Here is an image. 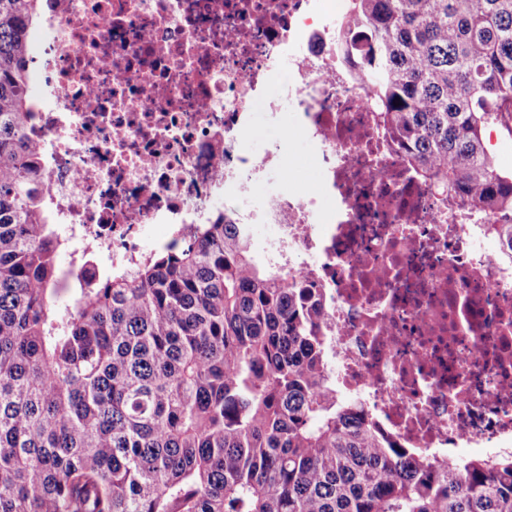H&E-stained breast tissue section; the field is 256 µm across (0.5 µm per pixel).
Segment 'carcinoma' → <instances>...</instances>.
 I'll list each match as a JSON object with an SVG mask.
<instances>
[{
  "mask_svg": "<svg viewBox=\"0 0 512 512\" xmlns=\"http://www.w3.org/2000/svg\"><path fill=\"white\" fill-rule=\"evenodd\" d=\"M39 2L0 0V512H512L511 453L415 457L336 393L315 289L224 215L131 270L59 266L26 137ZM336 57L512 260L485 145L512 119V0H347Z\"/></svg>",
  "mask_w": 512,
  "mask_h": 512,
  "instance_id": "carcinoma-1",
  "label": "carcinoma"
}]
</instances>
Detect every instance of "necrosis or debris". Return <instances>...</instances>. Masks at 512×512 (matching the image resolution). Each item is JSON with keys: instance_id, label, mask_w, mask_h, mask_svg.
<instances>
[{"instance_id": "1", "label": "necrosis or debris", "mask_w": 512, "mask_h": 512, "mask_svg": "<svg viewBox=\"0 0 512 512\" xmlns=\"http://www.w3.org/2000/svg\"><path fill=\"white\" fill-rule=\"evenodd\" d=\"M346 0H42L28 138L75 254L128 269L216 214L319 288L330 369L378 431L440 459L512 452V263L489 217L422 185L336 59ZM287 72L276 94L266 89ZM291 109L316 190L249 114Z\"/></svg>"}]
</instances>
